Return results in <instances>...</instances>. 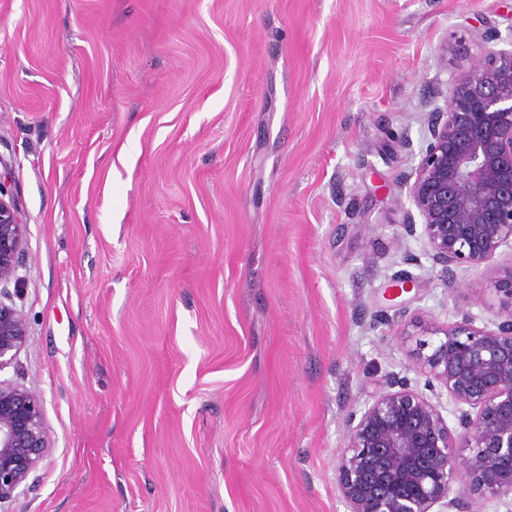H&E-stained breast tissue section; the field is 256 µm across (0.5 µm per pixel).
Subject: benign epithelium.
<instances>
[{"label":"benign epithelium","instance_id":"1","mask_svg":"<svg viewBox=\"0 0 512 512\" xmlns=\"http://www.w3.org/2000/svg\"><path fill=\"white\" fill-rule=\"evenodd\" d=\"M428 138L405 180L413 209L398 240L422 225L426 254L449 290L466 266L501 294L481 326L466 311L438 325L417 317L402 335L408 356L455 407L451 430L422 393L389 380L347 420L337 486L347 512H484L512 496V47H489L451 81L445 107L428 113ZM21 212L0 176V283L26 260ZM27 339L22 311L0 302V370ZM51 448L39 397L0 379V501L27 481ZM464 448L463 456L457 449ZM457 495L449 497L451 490Z\"/></svg>","mask_w":512,"mask_h":512}]
</instances>
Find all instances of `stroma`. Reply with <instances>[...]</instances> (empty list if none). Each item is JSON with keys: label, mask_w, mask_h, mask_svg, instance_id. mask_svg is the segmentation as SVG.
Here are the masks:
<instances>
[{"label": "stroma", "mask_w": 512, "mask_h": 512, "mask_svg": "<svg viewBox=\"0 0 512 512\" xmlns=\"http://www.w3.org/2000/svg\"><path fill=\"white\" fill-rule=\"evenodd\" d=\"M490 28L512 42V0H0L26 222L0 300L28 320L0 378L51 439L0 512H346L348 415L425 387L405 321L500 299L395 241Z\"/></svg>", "instance_id": "1"}]
</instances>
